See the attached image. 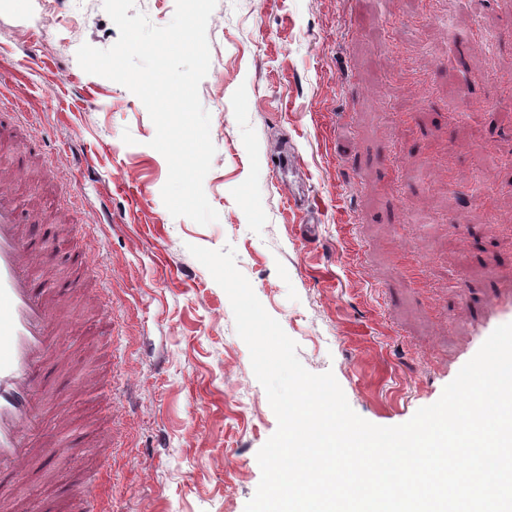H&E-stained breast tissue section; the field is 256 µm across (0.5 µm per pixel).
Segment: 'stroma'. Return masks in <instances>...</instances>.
I'll list each match as a JSON object with an SVG mask.
<instances>
[{
	"label": "stroma",
	"instance_id": "stroma-1",
	"mask_svg": "<svg viewBox=\"0 0 512 512\" xmlns=\"http://www.w3.org/2000/svg\"><path fill=\"white\" fill-rule=\"evenodd\" d=\"M118 36L103 0H0V189L57 329L12 496L70 512L93 484L103 512H245L277 419L189 246H233L303 366L365 420L435 403L484 342L477 309L512 290V0H217L206 226L166 209L140 99L77 62ZM480 173L459 204L449 185Z\"/></svg>",
	"mask_w": 512,
	"mask_h": 512
}]
</instances>
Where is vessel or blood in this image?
<instances>
[{"mask_svg": "<svg viewBox=\"0 0 512 512\" xmlns=\"http://www.w3.org/2000/svg\"><path fill=\"white\" fill-rule=\"evenodd\" d=\"M29 248L0 195V474L23 477L31 437L41 427L38 378L48 352L51 310L33 286ZM512 323V292L496 295L481 320L484 334Z\"/></svg>", "mask_w": 512, "mask_h": 512, "instance_id": "1", "label": "vessel or blood"}]
</instances>
